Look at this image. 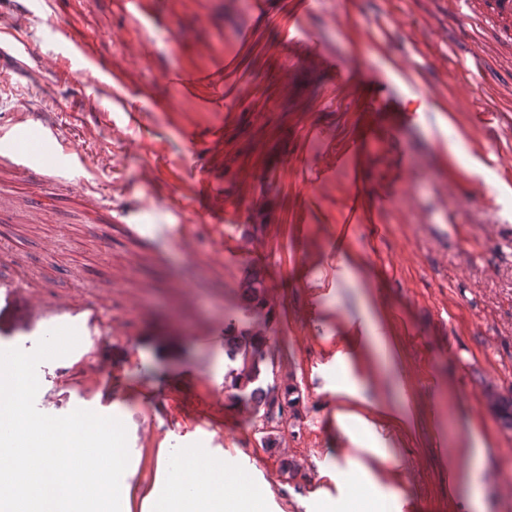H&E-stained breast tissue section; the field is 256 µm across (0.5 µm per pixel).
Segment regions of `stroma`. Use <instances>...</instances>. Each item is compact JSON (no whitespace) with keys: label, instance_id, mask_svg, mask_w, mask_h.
Masks as SVG:
<instances>
[{"label":"stroma","instance_id":"1","mask_svg":"<svg viewBox=\"0 0 512 512\" xmlns=\"http://www.w3.org/2000/svg\"><path fill=\"white\" fill-rule=\"evenodd\" d=\"M147 14L124 0H49L27 19L34 58L86 39L96 56L86 74L33 75L0 66V113L27 101L52 116L60 146L86 157L73 172L109 194L123 224L54 207L41 223L25 206L23 176L0 179L19 203L0 213L16 261L0 274L35 273L45 300L99 302L111 335L83 337L70 361L37 369L47 415L119 405L126 420L132 512L168 460L202 446L252 471L267 489L266 512H326L342 490L332 465L355 463L399 497L391 512H470L457 478L471 462V429L486 445L485 512H512V430L489 405L512 396V80L484 53L448 0H148ZM302 25L312 40L287 41ZM411 65V83L390 77L384 101L412 94L454 104L392 120L365 138V104L337 71ZM142 105L143 127L115 137L108 92ZM503 113L488 130L475 106ZM220 139H213L214 126ZM181 174L180 185L169 179ZM205 178L211 196L190 186ZM179 192V206L165 202ZM221 210L225 226L208 221ZM133 224H182L184 235L131 236ZM354 254L353 275L338 257ZM265 305L240 295L248 273ZM268 339L264 382L296 404L263 419L233 398L234 362L224 324ZM396 343L387 367L353 339ZM40 327L21 311L0 312V349H35ZM112 389L111 405L102 402ZM359 387L352 397L350 387ZM403 401L404 425L377 431L393 459L350 442L336 424L345 410L371 419L374 401ZM299 466L289 475L288 463Z\"/></svg>","mask_w":512,"mask_h":512}]
</instances>
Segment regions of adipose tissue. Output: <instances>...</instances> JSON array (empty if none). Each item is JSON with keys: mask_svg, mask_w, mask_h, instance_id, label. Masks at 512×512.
Here are the masks:
<instances>
[{"mask_svg": "<svg viewBox=\"0 0 512 512\" xmlns=\"http://www.w3.org/2000/svg\"><path fill=\"white\" fill-rule=\"evenodd\" d=\"M173 479L165 457L157 459V481L145 497L149 512H266V490L248 474L206 448H188ZM339 483H360L364 494L336 502L335 512H386L398 496L365 470L335 468Z\"/></svg>", "mask_w": 512, "mask_h": 512, "instance_id": "obj_1", "label": "adipose tissue"}]
</instances>
